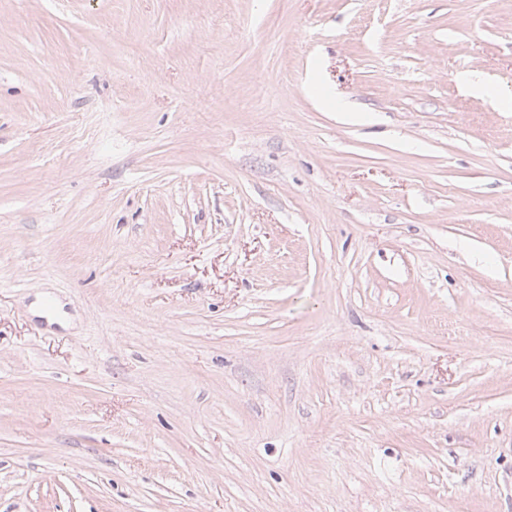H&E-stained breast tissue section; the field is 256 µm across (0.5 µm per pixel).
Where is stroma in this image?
<instances>
[{"instance_id": "stroma-1", "label": "stroma", "mask_w": 512, "mask_h": 512, "mask_svg": "<svg viewBox=\"0 0 512 512\" xmlns=\"http://www.w3.org/2000/svg\"><path fill=\"white\" fill-rule=\"evenodd\" d=\"M0 512H512V0H0Z\"/></svg>"}]
</instances>
